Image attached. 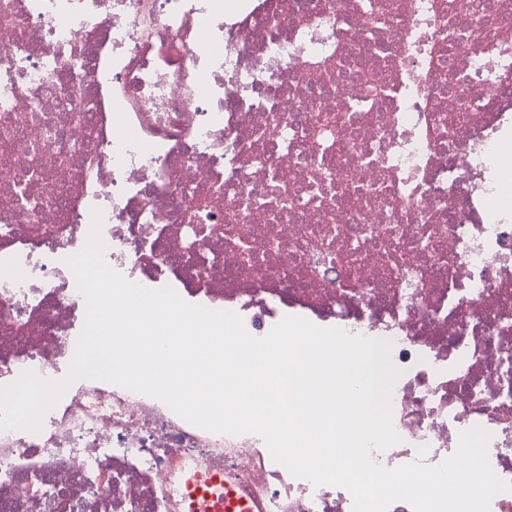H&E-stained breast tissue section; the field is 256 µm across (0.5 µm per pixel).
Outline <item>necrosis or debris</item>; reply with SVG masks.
I'll return each instance as SVG.
<instances>
[{
	"label": "necrosis or debris",
	"mask_w": 512,
	"mask_h": 512,
	"mask_svg": "<svg viewBox=\"0 0 512 512\" xmlns=\"http://www.w3.org/2000/svg\"><path fill=\"white\" fill-rule=\"evenodd\" d=\"M0 0V387L66 381L39 430L0 431V512H187L223 474L251 512H353L255 434L70 378L87 304L68 264L230 311L254 337L288 316L393 343L388 469L488 436L512 512V216L499 146L512 0ZM319 51L341 36L323 71ZM375 93L361 106L365 83ZM345 49L342 40L336 36L334 39H327L323 48L315 55L306 58V63L315 69H325L330 66L335 58L338 57Z\"/></svg>",
	"instance_id": "4bbe7bcc"
}]
</instances>
